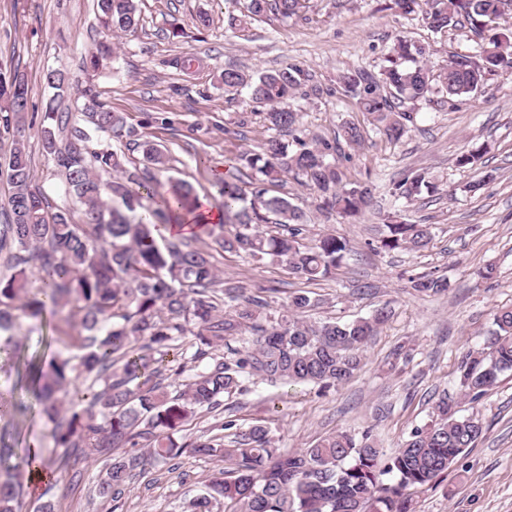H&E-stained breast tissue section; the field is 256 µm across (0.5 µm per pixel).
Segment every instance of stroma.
I'll use <instances>...</instances> for the list:
<instances>
[{
  "label": "stroma",
  "mask_w": 512,
  "mask_h": 512,
  "mask_svg": "<svg viewBox=\"0 0 512 512\" xmlns=\"http://www.w3.org/2000/svg\"><path fill=\"white\" fill-rule=\"evenodd\" d=\"M138 10L137 31L120 37L118 53L103 67L88 71L85 59L104 29L97 0H0V57L18 69L31 98L24 135L33 187L51 206L70 208L77 224L84 220L83 207L64 195V177L42 147V115L50 99L66 108L92 92L99 103L123 113L140 140L167 151L170 163L158 176L159 191L179 179L214 202L218 175L231 170L240 151L263 152L270 136L252 115L247 93H225L219 80L224 69L254 76L291 63L302 67L324 93L291 100L290 106L300 112L307 136L331 140L345 123L366 120L355 100L337 88V73L379 71L399 39L425 46L436 67L449 54L476 53L473 32L435 33L421 17L401 14L393 0H309L303 18L259 20L241 33L228 24L226 0H138ZM202 17L210 21L203 30L198 27ZM175 24L183 36H172ZM182 56L197 57L198 68L171 67V60ZM50 69L71 79L62 96L46 83ZM406 109L414 121L399 142L369 128L351 159L340 163L344 182L374 188L359 218L326 211L317 191L290 176L269 189L305 214L302 245L313 246L326 234L348 241V253L329 277L307 282L287 266L242 253L218 252L213 259L225 285L246 287L266 299L272 313L298 292L318 301L307 314L312 321L346 322L386 309L389 317L370 340L363 367L350 382L324 394L311 385L247 383L243 392L224 396L217 410L197 415L183 439L218 434L231 419L240 431L266 426L278 447L291 451L338 430L370 429L391 453L413 427L430 421L435 402L445 396L460 414L479 410L485 432L436 484L411 489L416 512H512V372L502 374L476 407L455 382L461 359L486 348L496 312L512 307V75L488 76L471 98L439 93ZM158 113L174 115V125L147 123L148 115ZM482 144L490 148L485 160L496 178L472 192L468 185L476 172L458 167L456 159ZM411 170L426 172L440 185V194L411 202L392 196L393 182ZM394 212L407 222L429 225L427 248L380 249L383 220ZM486 268L492 278L478 279ZM419 274L447 278V293H415L408 278ZM61 326L48 313L21 317L15 352H0V393L27 407L15 420L0 421V442L16 453L32 442L54 445L52 426L35 406L27 364L49 360L61 345ZM101 468L95 462L62 470L66 496L59 512H175L185 491L202 486L222 465L176 457L136 476L113 502L93 494Z\"/></svg>",
  "instance_id": "1"
}]
</instances>
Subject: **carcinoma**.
Instances as JSON below:
<instances>
[{"label":"carcinoma","mask_w":512,"mask_h":512,"mask_svg":"<svg viewBox=\"0 0 512 512\" xmlns=\"http://www.w3.org/2000/svg\"><path fill=\"white\" fill-rule=\"evenodd\" d=\"M242 5L229 15L230 25L247 27L261 18L290 20L300 15L304 0H230ZM405 14H422L443 34L469 25L488 32L478 48V61L453 56L435 71L423 49L400 39L375 74L343 71L336 84L356 100L360 111L391 141L400 140L413 122L399 105L425 99L438 89L451 98L471 97L494 74H512V0H394ZM105 35L90 58L96 69L115 53L112 35L129 33L139 24L135 0H99ZM49 87L67 91L70 78L50 70ZM227 93L247 86L250 101L266 109L267 129L297 130L300 114L288 107L298 95L320 93L310 75L296 66L262 73L251 80L228 68L220 75ZM29 97L23 77L0 62V128L22 132ZM67 132L58 143L55 130ZM45 153L64 177L65 194L84 207L86 221L76 224L70 210L48 213V199L32 189L33 171L22 139L15 141L7 162L11 185L4 201L8 222L0 224V252L12 273L0 278V351L13 343L17 312L39 316L46 310L71 308L62 329L63 350L47 368L32 366V383L42 414L54 424L56 446L75 451L72 463L105 458L94 493L114 500L132 477L182 454L224 463L220 476L209 480L182 505L184 512H415L408 490L425 486L448 471L455 460L474 447L484 432L478 414L462 416L448 398L435 404L434 420L413 428L392 454L380 447L371 430L361 437L336 432L300 452L273 446L269 430L254 425L247 431L214 435L178 444L176 435L202 410H213L224 395L243 390L254 379L313 384L322 389L348 382L361 368L364 348L384 323L383 308L370 318L352 322H311L305 313L316 300L300 293L278 312L268 303L232 286L223 294L230 302L224 313L214 287L224 282L211 253L185 243L159 245L157 222L175 212L190 214L198 197L192 185L174 181L155 197L144 213V197L152 196L153 171L166 168L168 157L157 145L140 143L146 170L128 174L125 156L102 135L134 137L123 114L93 98L74 110L61 112L50 104L41 128ZM364 140V129L345 124L333 140L298 135L290 141L274 138L262 154L249 150L235 158V169L250 171L248 189L233 175L224 178L219 193L224 218L235 225L230 236L214 235L207 224L197 228L213 238L214 247L243 252L257 261L285 263L294 275L316 281L332 273L349 251L345 239L326 235L313 247L299 243L306 218L284 197L268 195L267 186L290 173L300 176L322 199L323 207L344 218L362 214L371 189L342 183L338 161L345 148ZM486 153L479 146L456 158L460 167L476 169ZM440 188L417 171L395 183L393 195L414 200ZM251 200H246L247 195ZM277 217L282 232L268 235L261 226ZM381 246L387 250L426 247V224L389 220ZM39 275L41 287H30ZM418 293L438 295L448 281L431 274L409 278ZM497 329L487 350L469 353L459 367L461 393L477 405L499 376L512 371V308L495 315ZM194 338L192 360L201 362L209 350L239 339L233 358L198 369L178 394L170 395L162 377H180L185 366L165 363L175 342ZM145 444H139V441ZM41 453L15 456L0 446V512H23L22 489Z\"/></svg>","instance_id":"obj_1"}]
</instances>
